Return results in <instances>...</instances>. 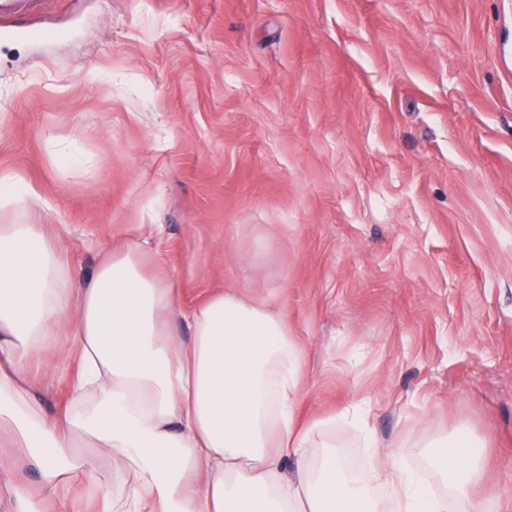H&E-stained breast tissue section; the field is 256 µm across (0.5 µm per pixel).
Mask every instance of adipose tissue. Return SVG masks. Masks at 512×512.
<instances>
[{"instance_id": "1", "label": "adipose tissue", "mask_w": 512, "mask_h": 512, "mask_svg": "<svg viewBox=\"0 0 512 512\" xmlns=\"http://www.w3.org/2000/svg\"><path fill=\"white\" fill-rule=\"evenodd\" d=\"M142 231L80 274L48 225L0 222V446L40 472L37 490L7 485L11 512H86L92 499L120 512H448L385 464L372 467L382 498L336 459L304 468L322 423L297 413L306 353L287 313L236 288L184 308L175 283L147 271ZM60 356L68 401L49 421L29 370ZM438 465L484 512L480 463Z\"/></svg>"}]
</instances>
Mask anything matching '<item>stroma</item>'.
<instances>
[{
    "mask_svg": "<svg viewBox=\"0 0 512 512\" xmlns=\"http://www.w3.org/2000/svg\"><path fill=\"white\" fill-rule=\"evenodd\" d=\"M25 26L0 170L77 271L142 224L185 305L262 286L303 414L369 411L308 468L369 481L370 435L433 491L463 432L512 512V0H43ZM39 372L51 419L67 366ZM23 179L16 172H0V211L13 210L20 203H40L41 193L31 184H22Z\"/></svg>",
    "mask_w": 512,
    "mask_h": 512,
    "instance_id": "35a3bbf8",
    "label": "stroma"
}]
</instances>
